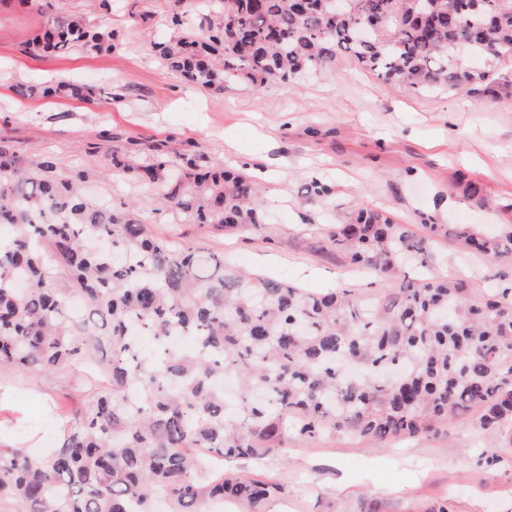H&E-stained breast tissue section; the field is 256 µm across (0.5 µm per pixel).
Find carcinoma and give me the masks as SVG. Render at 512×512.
<instances>
[{
	"label": "carcinoma",
	"mask_w": 512,
	"mask_h": 512,
	"mask_svg": "<svg viewBox=\"0 0 512 512\" xmlns=\"http://www.w3.org/2000/svg\"><path fill=\"white\" fill-rule=\"evenodd\" d=\"M209 0L200 37L155 44L166 67L204 88L260 89L353 58L386 82L450 90L486 72L463 54L512 57V0ZM112 47L79 20L46 27L42 56ZM61 82L54 93L89 99ZM107 167L149 186L193 224L235 228L265 214L251 177L194 151L116 152ZM98 171L0 146V365L21 372L95 365L94 388L59 442L32 456L0 446V498L22 512H208L232 498L261 512L279 484L210 462L280 451L288 420L301 436L422 434L479 409L481 430L512 428V288L479 301L463 282L430 274L428 242L452 235L491 261L512 254L473 224L423 222L427 237L360 207L331 238L380 293H315L224 267V257L175 249L128 211L88 198ZM142 336L153 341L143 350ZM238 383L235 417L215 379Z\"/></svg>",
	"instance_id": "obj_1"
}]
</instances>
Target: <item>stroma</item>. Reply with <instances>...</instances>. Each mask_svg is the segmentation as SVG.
Instances as JSON below:
<instances>
[{
  "mask_svg": "<svg viewBox=\"0 0 512 512\" xmlns=\"http://www.w3.org/2000/svg\"><path fill=\"white\" fill-rule=\"evenodd\" d=\"M82 16L112 32V48H75L45 59L30 47L50 23ZM180 25H173L172 16ZM201 0H44L41 9L0 6V140L21 159L51 157L71 169H101L114 149L161 144L259 173L263 224L216 229L159 209L152 192L111 172L87 185L113 208L134 203L137 218L175 247L222 255L246 272L321 290L311 271L362 297L377 284L350 267L329 238L361 206L391 214L423 236L421 218L512 226V59L495 64L474 90L418 89L378 79L352 58L261 89L231 83L213 91L167 70L155 45L198 34ZM71 80L89 101L43 95ZM22 85L31 94L19 95ZM319 181L328 190L311 200ZM433 272L466 283L471 297L512 284V258L488 261L452 237L430 246ZM85 368L22 373L0 367V439L40 454L84 404ZM471 409L427 434L378 440L289 431L287 456L230 459L224 469L261 475L282 491L264 512H512V432L477 429ZM507 457L489 466L480 449Z\"/></svg>",
  "mask_w": 512,
  "mask_h": 512,
  "instance_id": "stroma-1",
  "label": "stroma"
}]
</instances>
